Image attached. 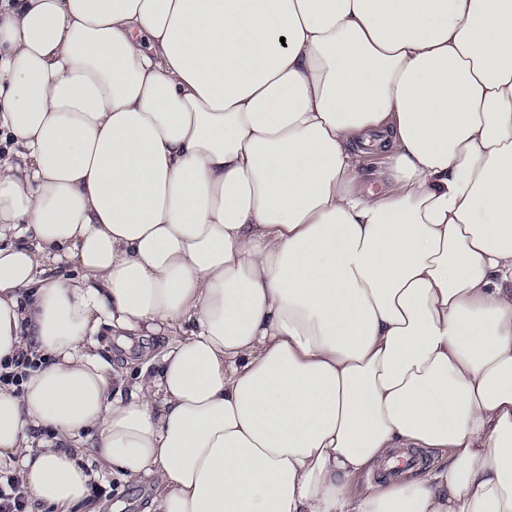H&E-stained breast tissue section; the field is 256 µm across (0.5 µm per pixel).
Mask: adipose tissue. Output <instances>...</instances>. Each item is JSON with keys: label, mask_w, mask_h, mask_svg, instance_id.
<instances>
[{"label": "adipose tissue", "mask_w": 512, "mask_h": 512, "mask_svg": "<svg viewBox=\"0 0 512 512\" xmlns=\"http://www.w3.org/2000/svg\"><path fill=\"white\" fill-rule=\"evenodd\" d=\"M0 144L41 512L90 428L153 512H512V0H0ZM103 323L167 343L114 371Z\"/></svg>", "instance_id": "1"}]
</instances>
